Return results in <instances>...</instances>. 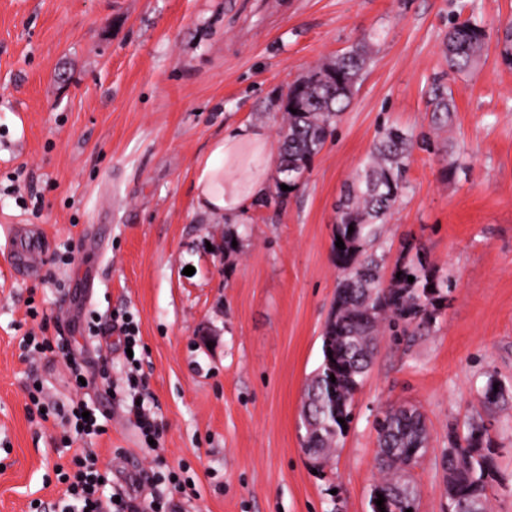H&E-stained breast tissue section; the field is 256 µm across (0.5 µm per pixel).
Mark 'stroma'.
Here are the masks:
<instances>
[{"mask_svg": "<svg viewBox=\"0 0 512 512\" xmlns=\"http://www.w3.org/2000/svg\"><path fill=\"white\" fill-rule=\"evenodd\" d=\"M472 17L485 49L450 73L444 34ZM511 20L512 0H0V512H55L63 490L56 445L27 412L33 379L49 406L79 396L111 413L92 448L113 492L141 501L169 496L171 472L187 484L183 512H371L374 422L406 405L430 434L412 472L417 512H445L442 452L468 423L496 450L490 512H512V69L497 32ZM365 36L372 61L302 185L237 224L200 213L194 165L225 127H260L276 148L288 82ZM438 78L456 111L435 131ZM388 125L439 148L413 153L382 229V278L417 247L453 287L434 327L380 340L318 468L300 414L340 277L335 206ZM18 224L49 240L45 267L25 277L9 263ZM95 313L139 326L158 449L106 393L128 363L118 331L89 334ZM43 318L68 351L22 362ZM73 358L89 379L79 391ZM492 375L503 396L488 405Z\"/></svg>", "mask_w": 512, "mask_h": 512, "instance_id": "1", "label": "stroma"}]
</instances>
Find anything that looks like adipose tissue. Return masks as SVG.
Instances as JSON below:
<instances>
[{
  "label": "adipose tissue",
  "instance_id": "ef3b65f1",
  "mask_svg": "<svg viewBox=\"0 0 512 512\" xmlns=\"http://www.w3.org/2000/svg\"><path fill=\"white\" fill-rule=\"evenodd\" d=\"M274 165L261 129L228 126L195 166L197 208L205 215L238 222L248 205L266 196Z\"/></svg>",
  "mask_w": 512,
  "mask_h": 512
}]
</instances>
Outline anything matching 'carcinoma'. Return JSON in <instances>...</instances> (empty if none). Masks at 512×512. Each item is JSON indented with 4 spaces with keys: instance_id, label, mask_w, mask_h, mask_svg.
Here are the masks:
<instances>
[{
    "instance_id": "obj_1",
    "label": "carcinoma",
    "mask_w": 512,
    "mask_h": 512,
    "mask_svg": "<svg viewBox=\"0 0 512 512\" xmlns=\"http://www.w3.org/2000/svg\"><path fill=\"white\" fill-rule=\"evenodd\" d=\"M485 38L484 27L475 21L451 23L443 51L448 71L469 70L481 56ZM501 44L502 63L511 69L512 22L504 28ZM372 52V43L364 38L287 85L281 98L287 118L279 131L276 186L296 188L302 183L312 159L350 104ZM431 100V124L448 126L455 112L448 89L434 84ZM416 144L414 136L398 126L383 128L336 205L334 236L341 237L345 246L334 249L341 278L323 327V362L308 385L303 410L313 421L303 451L316 461L325 460L338 446L343 425L351 422L353 396L367 374L381 329L404 335L412 325L431 324L451 288L448 278L437 275L420 256L397 266L400 277H391L388 285L381 280L385 254L376 247L380 225L387 223L407 188L406 173ZM328 350L332 354H326ZM376 431L380 477L372 495H383L389 512L414 510L418 489L411 471L427 452L425 416L416 407L391 408L377 420ZM479 432L478 427L463 435L454 427L448 430L443 460L448 512H486L497 461L490 438L480 439Z\"/></svg>"
}]
</instances>
